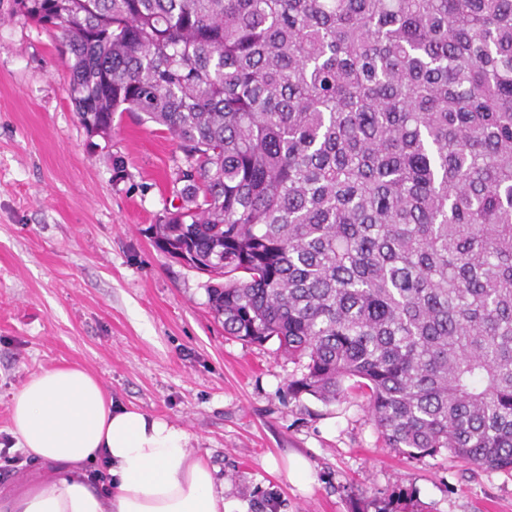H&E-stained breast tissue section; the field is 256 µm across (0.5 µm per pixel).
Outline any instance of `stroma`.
I'll list each match as a JSON object with an SVG mask.
<instances>
[{
  "instance_id": "1",
  "label": "stroma",
  "mask_w": 512,
  "mask_h": 512,
  "mask_svg": "<svg viewBox=\"0 0 512 512\" xmlns=\"http://www.w3.org/2000/svg\"><path fill=\"white\" fill-rule=\"evenodd\" d=\"M8 11L0 0V448L31 375L76 363L113 400L182 425L227 512H374L402 487L426 512H512V471L381 447L363 389L288 398L297 364L225 335L207 275L148 233L180 203L176 142L127 113L89 135L53 33ZM291 453L313 467L309 491L268 467Z\"/></svg>"
}]
</instances>
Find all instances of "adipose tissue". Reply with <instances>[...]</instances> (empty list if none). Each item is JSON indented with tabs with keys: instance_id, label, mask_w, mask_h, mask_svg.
<instances>
[{
	"instance_id": "1",
	"label": "adipose tissue",
	"mask_w": 512,
	"mask_h": 512,
	"mask_svg": "<svg viewBox=\"0 0 512 512\" xmlns=\"http://www.w3.org/2000/svg\"><path fill=\"white\" fill-rule=\"evenodd\" d=\"M14 449L38 464L0 512H224V485L187 430L113 401L71 364L33 375L12 400Z\"/></svg>"
}]
</instances>
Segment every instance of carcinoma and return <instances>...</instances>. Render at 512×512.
Instances as JSON below:
<instances>
[{
    "instance_id": "obj_1",
    "label": "carcinoma",
    "mask_w": 512,
    "mask_h": 512,
    "mask_svg": "<svg viewBox=\"0 0 512 512\" xmlns=\"http://www.w3.org/2000/svg\"><path fill=\"white\" fill-rule=\"evenodd\" d=\"M83 127L183 153L149 231L224 333L366 390L382 446L512 470V0H11ZM375 512H424L402 488Z\"/></svg>"
}]
</instances>
